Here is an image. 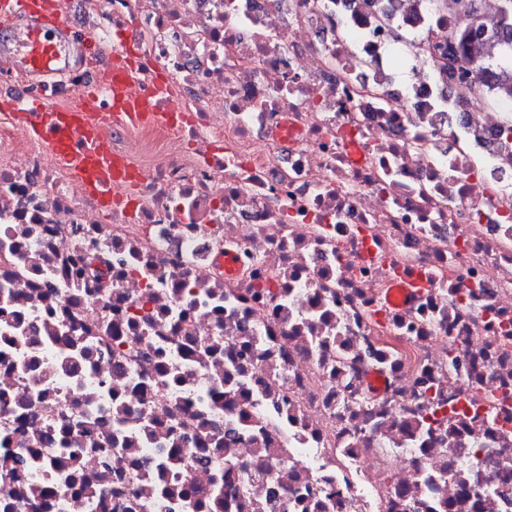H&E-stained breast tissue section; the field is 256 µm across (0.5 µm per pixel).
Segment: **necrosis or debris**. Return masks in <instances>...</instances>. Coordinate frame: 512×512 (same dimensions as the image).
I'll return each mask as SVG.
<instances>
[{
  "label": "necrosis or debris",
  "instance_id": "obj_1",
  "mask_svg": "<svg viewBox=\"0 0 512 512\" xmlns=\"http://www.w3.org/2000/svg\"><path fill=\"white\" fill-rule=\"evenodd\" d=\"M75 2L191 120L113 127L106 218L0 140V512H512V114L424 54L437 0Z\"/></svg>",
  "mask_w": 512,
  "mask_h": 512
}]
</instances>
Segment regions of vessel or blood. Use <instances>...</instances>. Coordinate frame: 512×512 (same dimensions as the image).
<instances>
[{"label": "vessel or blood", "mask_w": 512, "mask_h": 512, "mask_svg": "<svg viewBox=\"0 0 512 512\" xmlns=\"http://www.w3.org/2000/svg\"><path fill=\"white\" fill-rule=\"evenodd\" d=\"M20 12L32 19L15 37L24 67L33 73L52 71L60 58L55 42V28L64 22L60 0H0L1 16L12 17ZM93 55L105 61L109 104L104 113L85 112L74 101L62 106L24 90L11 97L10 104L21 108V120L30 138L46 145L65 163L87 194L98 196L108 204L112 201L113 188L121 186L126 169L125 160L112 152V141L107 134L110 124L167 125L173 113L157 108L159 102L169 98L166 86L159 84L147 93L136 94L127 68L116 55L104 54L99 46Z\"/></svg>", "instance_id": "obj_1"}]
</instances>
